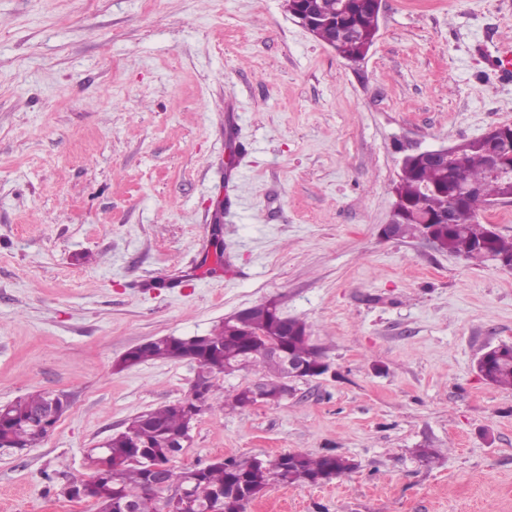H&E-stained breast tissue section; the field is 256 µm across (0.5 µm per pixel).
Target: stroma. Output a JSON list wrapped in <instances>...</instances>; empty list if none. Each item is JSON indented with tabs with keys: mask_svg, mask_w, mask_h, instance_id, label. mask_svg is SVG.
Wrapping results in <instances>:
<instances>
[{
	"mask_svg": "<svg viewBox=\"0 0 512 512\" xmlns=\"http://www.w3.org/2000/svg\"><path fill=\"white\" fill-rule=\"evenodd\" d=\"M509 44L512 0H384L357 64L286 0H0V404L68 399L0 449V512H98L62 494L91 449L199 377L117 361L269 300L329 371L245 409L259 373L211 375L175 470L334 453L247 512H512V389L476 370L512 272L380 234L405 155L512 124Z\"/></svg>",
	"mask_w": 512,
	"mask_h": 512,
	"instance_id": "obj_1",
	"label": "stroma"
}]
</instances>
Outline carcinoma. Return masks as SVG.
<instances>
[{
  "label": "carcinoma",
  "instance_id": "cac0c4a2",
  "mask_svg": "<svg viewBox=\"0 0 512 512\" xmlns=\"http://www.w3.org/2000/svg\"><path fill=\"white\" fill-rule=\"evenodd\" d=\"M305 0L309 12L321 19L313 30L318 39L336 42V54L357 63L368 54L377 34L378 14L371 0ZM490 156L479 139L456 146L446 164L411 163L400 170L394 185L396 197L404 204V213L394 225L396 239L415 237L425 222L438 225L447 252L479 262L512 261V239L491 232L478 218L485 198L506 189L504 183L488 176ZM452 217L453 223L442 220ZM260 336H285L287 346L302 360L317 362L322 352L312 344L307 325L297 319H278L260 305L245 312L244 319L223 321L218 328L193 343L160 337L147 342L133 354V364L147 360H179L210 357L224 364V355L241 354ZM264 373L271 393L280 382L279 364L253 354L243 365ZM482 379L493 387L512 388V346H496L477 360ZM52 397L36 393L9 404L0 419V448L24 449L40 444L54 428L64 410L51 405ZM187 413L175 404L144 412L132 418L125 429L113 435L97 451L104 473L94 471L91 486L98 512H110L120 492L135 495V512H159L157 492L148 487L150 468L169 464L176 449L168 442L186 433ZM284 462L248 464L232 458L213 461L188 472L168 469L172 485L192 490L189 512H244L239 500L225 501L219 493L228 486L245 487L251 499L261 497L272 484L284 486L316 485L328 482L355 468V463L338 454L310 456L299 452L286 454Z\"/></svg>",
  "mask_w": 512,
  "mask_h": 512
}]
</instances>
